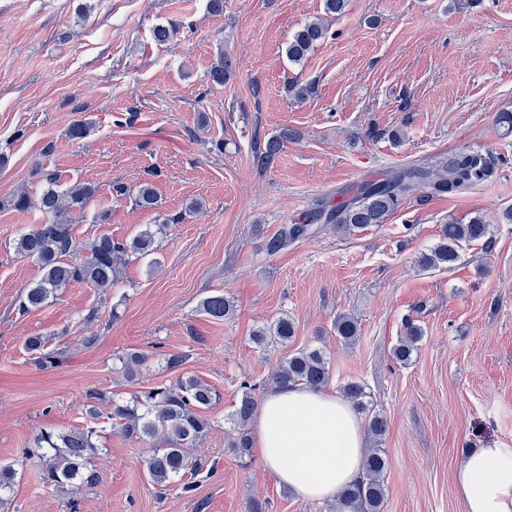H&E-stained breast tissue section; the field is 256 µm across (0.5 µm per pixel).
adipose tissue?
Masks as SVG:
<instances>
[{
    "label": "adipose tissue",
    "instance_id": "obj_1",
    "mask_svg": "<svg viewBox=\"0 0 512 512\" xmlns=\"http://www.w3.org/2000/svg\"><path fill=\"white\" fill-rule=\"evenodd\" d=\"M259 453L278 486L307 500H331L354 483L366 451L348 402L305 386L273 389L255 418ZM466 512H512V447L468 452L455 475Z\"/></svg>",
    "mask_w": 512,
    "mask_h": 512
}]
</instances>
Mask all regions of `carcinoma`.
Returning <instances> with one entry per match:
<instances>
[{
  "mask_svg": "<svg viewBox=\"0 0 512 512\" xmlns=\"http://www.w3.org/2000/svg\"><path fill=\"white\" fill-rule=\"evenodd\" d=\"M328 28L320 20L301 25L294 33L286 49L288 60L300 63L322 40ZM235 75L233 60L219 53L210 69L211 81L217 85L230 82ZM292 136L285 129L279 135L264 142L253 152V162L258 167L267 166L281 151L284 142ZM494 174L489 156L475 150L453 153L434 165H411L392 170L385 179L363 186L352 198L336 206H318L309 210L300 221L281 225L269 238L265 250L275 255L299 239L310 237L318 224H334L339 231L362 229L372 224H383L397 209L401 201L427 188L435 193L461 194L489 181ZM38 175L45 187L32 203L25 193L13 198V206L25 211L31 206L45 217L43 223L22 234L16 242L19 255L35 261L41 268L42 277L23 289L18 310L22 313L44 307L56 293L73 283L83 284L98 291L112 287L128 253L146 255L153 250L155 233L146 230L129 241H118L109 234L95 238L83 256H78L77 246L71 233L72 215L81 211L96 196V187L89 183H77L60 191L57 178L48 171ZM158 195L152 184L143 183L133 195V204L140 209L157 206ZM490 242L489 225L481 217H473L468 223L450 222L443 225L439 243L430 253L420 257L426 268H449L460 258L465 244ZM74 260L67 261L65 257ZM232 302L222 294L211 295L200 303V311L214 320L222 321L232 312ZM336 338L345 344H353L360 335L358 321L347 314H340L333 323ZM293 322L282 317L272 326L256 330L252 341L259 346L285 345L294 336ZM423 337L422 328L408 319L403 325V336L393 347V357L400 363L411 361L417 344ZM45 338L31 336L26 341L29 352L36 354V364L41 369L55 367L56 359L44 351ZM146 356L139 352L126 353L118 361L127 376L136 374ZM330 368L323 350L302 349L279 363L270 376L276 387L304 385L313 390L327 387ZM258 386L250 381L240 384L241 398L233 412L235 437L230 446L239 461L246 465L252 461V439L249 423L255 411ZM343 397L352 407L369 414L368 435L378 441L385 434L386 423L371 411L366 401L363 385L350 381L340 387ZM89 404L86 413L92 418L101 416L100 408L109 406L107 418L129 438L149 442L145 468L151 484L167 487L174 483L184 493L197 489L194 481L199 474L214 473L217 462L193 453L211 429V421L204 413L216 402V391L208 384L193 378L179 377L173 382L157 384L132 394L129 398L93 390L87 394ZM95 430L69 433L42 432L36 438L38 452L23 450L19 459L0 462V506L8 504L22 475L23 466L36 458L40 482L55 489L64 487H91L99 480L94 458L98 447L94 441ZM388 459L380 448H370L364 455L362 476L354 484L344 488L330 505L331 512H383L386 488L383 476Z\"/></svg>",
  "mask_w": 512,
  "mask_h": 512,
  "instance_id": "1",
  "label": "carcinoma"
}]
</instances>
